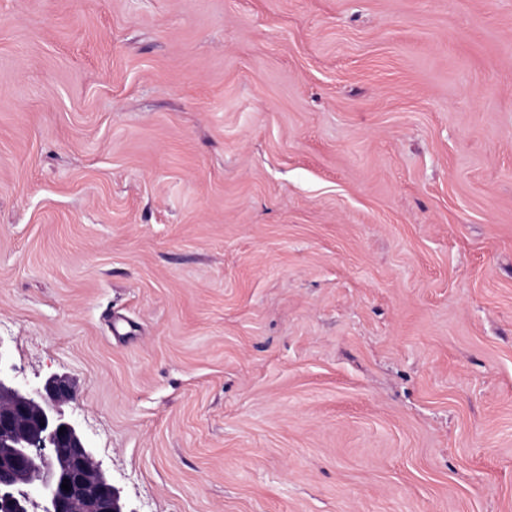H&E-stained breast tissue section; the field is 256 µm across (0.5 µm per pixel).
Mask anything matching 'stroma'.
<instances>
[{"label": "stroma", "instance_id": "1", "mask_svg": "<svg viewBox=\"0 0 512 512\" xmlns=\"http://www.w3.org/2000/svg\"><path fill=\"white\" fill-rule=\"evenodd\" d=\"M0 352L126 512H512V0H0Z\"/></svg>", "mask_w": 512, "mask_h": 512}]
</instances>
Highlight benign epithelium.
Instances as JSON below:
<instances>
[{"label": "benign epithelium", "mask_w": 512, "mask_h": 512, "mask_svg": "<svg viewBox=\"0 0 512 512\" xmlns=\"http://www.w3.org/2000/svg\"><path fill=\"white\" fill-rule=\"evenodd\" d=\"M1 365L0 353V512H29L32 493L41 498L42 512H124L59 408L72 397L69 383L54 377L44 391L30 393L12 384Z\"/></svg>", "instance_id": "7a95c632"}]
</instances>
